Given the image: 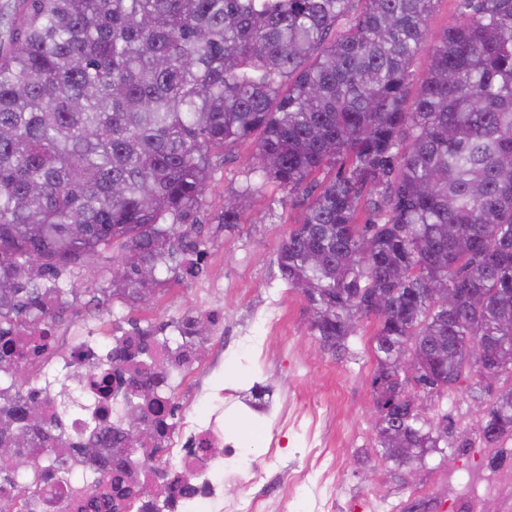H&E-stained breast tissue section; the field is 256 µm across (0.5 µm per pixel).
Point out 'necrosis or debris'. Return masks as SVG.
I'll return each instance as SVG.
<instances>
[{
    "label": "necrosis or debris",
    "mask_w": 512,
    "mask_h": 512,
    "mask_svg": "<svg viewBox=\"0 0 512 512\" xmlns=\"http://www.w3.org/2000/svg\"><path fill=\"white\" fill-rule=\"evenodd\" d=\"M109 345L95 339L74 342L67 354L68 368L94 366L100 369L103 381L82 386L84 395L102 408L110 422H117L120 398L114 395V385L107 379L112 367L107 358ZM209 398L219 399L221 407L209 409L199 416H181L172 421L160 452L155 455L153 483L179 480L182 488L168 499L167 507H160L150 493H142L132 503L131 512H269L261 495L255 489L264 477L260 467L242 465L230 474L238 492L225 498L224 483L216 475L223 471L226 459L235 456L232 443L224 439V410L233 409L242 402L237 388L218 386L210 389ZM331 411L291 408L280 410L275 424L301 434L308 463L290 479L280 495L278 512H287L300 497H307L308 512H335L340 491V469L328 451L327 426Z\"/></svg>",
    "instance_id": "4bbe7bcc"
}]
</instances>
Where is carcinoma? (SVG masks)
I'll use <instances>...</instances> for the list:
<instances>
[{"instance_id":"cac0c4a2","label":"carcinoma","mask_w":512,"mask_h":512,"mask_svg":"<svg viewBox=\"0 0 512 512\" xmlns=\"http://www.w3.org/2000/svg\"><path fill=\"white\" fill-rule=\"evenodd\" d=\"M353 2L0 0V337L43 335L72 292L48 277L90 271L115 248L112 290L87 302L98 314L155 293L163 281L143 278V265L198 275L212 150L254 139L221 229L241 224L259 191L252 174L283 204L302 193L277 268L307 302L310 335L346 355L374 317L376 447L398 466L447 457L409 387L433 406L471 367L512 374V0H460V20L438 36L434 0H361L357 15ZM420 55L428 66L410 98ZM435 283L453 304L433 299ZM208 325L197 316L173 339L134 323L112 337L113 368L133 375L126 404L153 412L159 358L204 347ZM43 352L0 345L13 390L0 407V483L12 490L0 512H24L50 482L69 490L73 512L89 492L129 508L150 461L140 450L159 447L168 421L143 424L152 437L132 442L135 470L95 479L105 432L117 444L128 419L109 428L82 406L74 451L67 406L31 378ZM488 392L479 380L470 389L493 445L512 437V385Z\"/></svg>"}]
</instances>
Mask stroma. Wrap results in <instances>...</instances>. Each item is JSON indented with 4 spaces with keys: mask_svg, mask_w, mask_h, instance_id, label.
<instances>
[{
    "mask_svg": "<svg viewBox=\"0 0 512 512\" xmlns=\"http://www.w3.org/2000/svg\"><path fill=\"white\" fill-rule=\"evenodd\" d=\"M255 150L254 143L245 142L212 158V179L198 213L207 256L201 278L182 279L159 270L164 286L149 305L118 300L104 315L88 313L82 298L71 299L55 327L61 337L60 351L69 349L81 325L100 338L135 321H174L206 308L204 286L208 283L215 286L214 294L222 303L227 325L247 329L254 317L264 312L269 290H276L285 312V334L271 338L268 358L254 356L243 340L223 355H216L214 347L219 339L209 336L204 360L219 361L225 385L245 392L253 377L267 383L273 402L280 405L333 408L335 417L328 426V436L341 467L336 512H470L462 494L467 479L512 471V440L489 446L477 428L470 398V388L477 380L473 372L464 373L460 383L445 392L435 408L436 413L448 414L452 423L448 443L455 448L454 466L441 465L439 454L434 453L420 466L415 484H407L398 472L383 485L362 480L363 470L382 462L374 446L373 401L368 385L374 368L370 338L376 323L371 319L359 322L349 339L350 353L340 360L322 350L310 336L307 303L301 294L287 289L276 264L278 247L289 228L300 222L303 207L281 204L282 192L276 186H263L235 232L219 230L224 196L243 182ZM254 421V416L245 411L225 412L224 433L242 442L243 457L260 464L267 447L254 443ZM277 438L280 463L266 469L265 484L270 489L306 464L299 434L281 432Z\"/></svg>",
    "mask_w": 512,
    "mask_h": 512,
    "instance_id": "35a3bbf8",
    "label": "stroma"
}]
</instances>
